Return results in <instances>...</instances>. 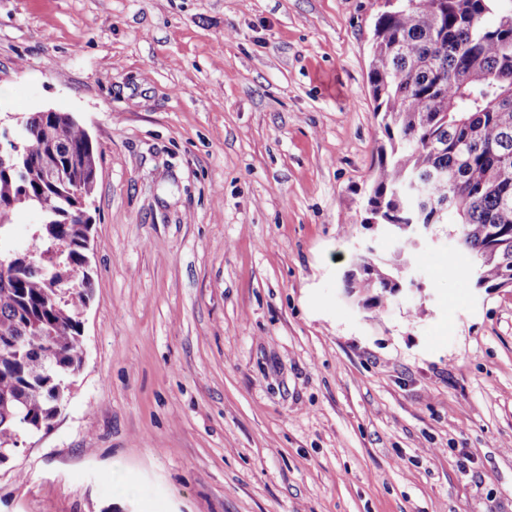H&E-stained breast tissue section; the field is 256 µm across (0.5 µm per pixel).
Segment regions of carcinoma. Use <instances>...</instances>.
<instances>
[{
  "label": "carcinoma",
  "mask_w": 512,
  "mask_h": 512,
  "mask_svg": "<svg viewBox=\"0 0 512 512\" xmlns=\"http://www.w3.org/2000/svg\"><path fill=\"white\" fill-rule=\"evenodd\" d=\"M498 0H396L374 22L368 82L386 138L367 195V224H424L453 217L456 246L476 285L512 288V10ZM26 178L0 171V239L20 207L42 224L24 252L0 247V448L49 428L83 360L81 310L90 299L91 224L77 192L94 190L93 142L71 115L23 117ZM52 166L56 180L41 168ZM412 183L423 195L407 196ZM40 267L37 273L33 267ZM391 265L361 256L347 293L387 308L397 297Z\"/></svg>",
  "instance_id": "cac0c4a2"
}]
</instances>
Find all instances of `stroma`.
<instances>
[{
  "instance_id": "stroma-1",
  "label": "stroma",
  "mask_w": 512,
  "mask_h": 512,
  "mask_svg": "<svg viewBox=\"0 0 512 512\" xmlns=\"http://www.w3.org/2000/svg\"><path fill=\"white\" fill-rule=\"evenodd\" d=\"M376 0H0V123L98 153L84 363L0 512H512V288L448 224L421 292L362 201ZM387 275H390L387 277L390 283L396 282L391 276L393 271L390 264L360 256L354 268L345 275L343 288L364 305L383 310L393 302L399 292L395 285L389 286Z\"/></svg>"
}]
</instances>
